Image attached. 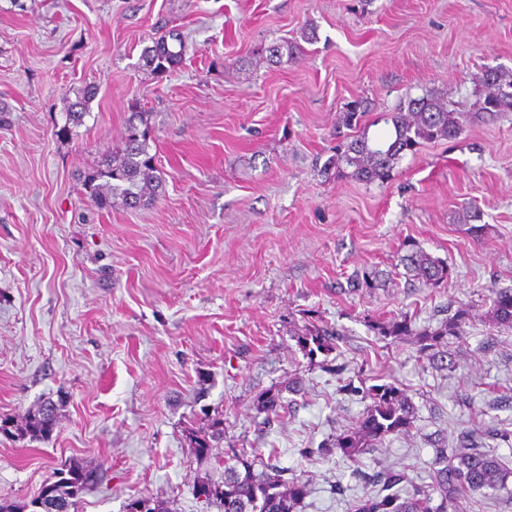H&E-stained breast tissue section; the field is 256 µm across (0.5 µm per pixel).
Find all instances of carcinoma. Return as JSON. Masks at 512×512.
Masks as SVG:
<instances>
[{"mask_svg": "<svg viewBox=\"0 0 512 512\" xmlns=\"http://www.w3.org/2000/svg\"><path fill=\"white\" fill-rule=\"evenodd\" d=\"M184 46L179 37L170 34L152 39V45L143 52L144 64L157 73H165L177 67L183 57ZM484 94L475 102V111L465 115L450 108L444 99L426 94L408 101L407 109L392 117L394 139L384 146H372L367 138L355 139L347 150L336 158L353 168L352 175L364 182L381 183L392 179L393 171L403 153L414 151L424 142L455 139L462 134L467 119L492 120L502 112L512 111V70L491 67L482 76ZM95 95V89L78 91L77 100L63 113V124L57 135L68 138L81 126L87 115V103ZM363 118L361 103L347 106L340 116L342 125L354 127ZM152 140L148 119L142 112L129 115L125 125L124 147L84 180V188L101 209L112 207L116 200L129 208L151 205L159 196L162 176L155 166V155L150 153ZM406 255V268L426 285L436 287L446 281L450 270L445 260L427 253L414 242ZM492 317L505 324H512V289H500L494 293L491 304ZM468 318L465 311L451 317L439 328L424 332L418 337L421 357L428 359L437 370L453 368L450 353L444 350L445 339L462 332V324ZM378 335L385 338L405 336L410 333L407 319L395 320L376 327ZM309 358L321 353L329 355L338 349L336 337L323 330H309L298 337ZM343 390L361 397L367 402L356 426L339 434L317 448H302L300 455L306 459L330 455L334 452L350 463H356L367 450L375 447L389 435L405 432L414 422L416 409L411 400L392 383L354 385L348 381ZM288 408L279 389H269L258 395L255 409L265 419L277 417ZM56 423V408L47 403L25 425L11 427V421H0V431L23 439L47 438ZM224 421L211 423L213 432L194 440L192 453L200 462L211 457V441L224 434ZM487 436L508 440L505 434L483 435L473 430L463 432L469 441L467 451L458 453L451 448L435 449L432 462V482L426 486L412 483L404 470L384 469L364 476L365 481L378 488L374 495H366L354 505V512H456V502L471 492L488 489L498 491L504 486L505 469L501 458L489 454L477 445V440ZM286 471L277 464L264 460L258 448L231 450L224 459V481L216 484L209 479L194 485L196 497L206 501L218 500L224 512H295L297 505L307 494V486L297 477H284ZM96 472L78 460H72L66 468L57 472V480L44 485L30 502L32 512H70L77 497L97 483Z\"/></svg>", "mask_w": 512, "mask_h": 512, "instance_id": "cac0c4a2", "label": "carcinoma"}]
</instances>
